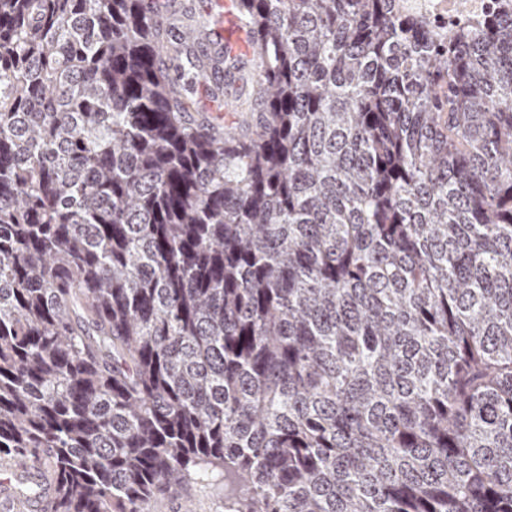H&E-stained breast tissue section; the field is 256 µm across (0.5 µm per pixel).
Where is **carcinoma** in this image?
<instances>
[{"label":"carcinoma","mask_w":512,"mask_h":512,"mask_svg":"<svg viewBox=\"0 0 512 512\" xmlns=\"http://www.w3.org/2000/svg\"><path fill=\"white\" fill-rule=\"evenodd\" d=\"M0 0V455L50 512H512V10ZM498 0H395V8L418 21L427 33L429 42L443 45L448 41V30L475 29L493 10H499ZM244 81H237L234 87L227 90L224 96L220 97L219 100L212 98L210 85L204 81H200L196 83L194 87V98L196 99L200 107H202L205 110L211 111L213 115H217L219 113L224 115L225 97L227 98L226 101H230L236 95L240 94L245 85ZM217 110H221V112H216ZM148 512H224V485L190 482L172 486L154 498Z\"/></svg>","instance_id":"carcinoma-1"}]
</instances>
